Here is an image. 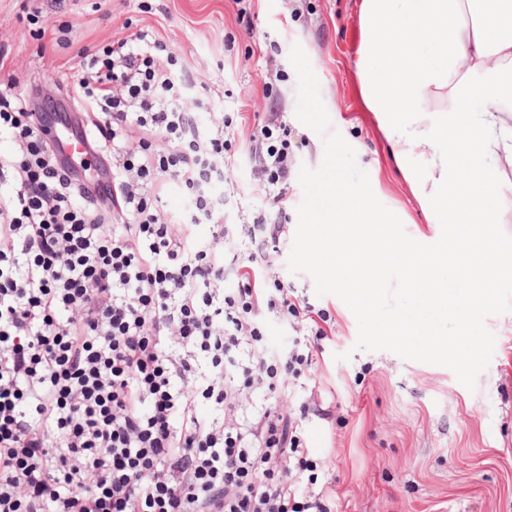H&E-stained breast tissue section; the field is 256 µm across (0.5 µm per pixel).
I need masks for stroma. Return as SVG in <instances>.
<instances>
[{"label":"stroma","mask_w":512,"mask_h":512,"mask_svg":"<svg viewBox=\"0 0 512 512\" xmlns=\"http://www.w3.org/2000/svg\"><path fill=\"white\" fill-rule=\"evenodd\" d=\"M0 0V43L9 48L0 82L16 92L43 82L45 101L56 100L58 81L72 73L83 47L153 29L180 55L186 76L210 114L239 112L240 133L249 136L269 112H281L296 163L319 168L324 140L296 117L297 75L290 63L301 45L320 84L332 126L355 149L375 196L401 220L408 236L437 241L441 227L428 223L378 124L356 95L354 63L359 0H252L241 22L231 0ZM40 9L45 37H36L26 15ZM65 27L72 45L54 47L53 32ZM251 163L237 158L227 177L237 184L238 206L288 225L273 273L295 295L326 312L329 336L314 341L310 378L320 403L302 421L313 457L324 463L320 480L336 486L337 512H512V312L486 317L495 337L488 366L475 389L448 367L405 360L389 351L355 350L357 320L336 296H317L312 278L292 273L288 256L303 199L298 177L293 200L278 214L247 188Z\"/></svg>","instance_id":"stroma-1"}]
</instances>
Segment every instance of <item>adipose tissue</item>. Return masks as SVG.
Masks as SVG:
<instances>
[{
	"label": "adipose tissue",
	"mask_w": 512,
	"mask_h": 512,
	"mask_svg": "<svg viewBox=\"0 0 512 512\" xmlns=\"http://www.w3.org/2000/svg\"><path fill=\"white\" fill-rule=\"evenodd\" d=\"M358 93L394 149L411 190L433 218H446L455 247L467 259L463 287L449 288L437 270L442 252H407L420 270L408 290L449 308L460 332L445 340L459 355L472 317L492 300L491 276L512 263L492 262V224L504 200L482 192L512 174V0H360L356 51ZM481 108L466 117L464 105ZM420 167L408 164L412 154Z\"/></svg>",
	"instance_id": "adipose-tissue-1"
}]
</instances>
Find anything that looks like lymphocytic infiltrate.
Here are the masks:
<instances>
[{
    "label": "lymphocytic infiltrate",
    "mask_w": 512,
    "mask_h": 512,
    "mask_svg": "<svg viewBox=\"0 0 512 512\" xmlns=\"http://www.w3.org/2000/svg\"><path fill=\"white\" fill-rule=\"evenodd\" d=\"M181 70L148 29L78 51L67 82L112 161L105 203L0 87V512H332L296 413L254 400L313 361L299 337L273 348L268 319L324 337L327 317L266 276L285 225L224 217L244 152L249 189L287 209L288 125L201 124Z\"/></svg>",
    "instance_id": "1"
}]
</instances>
